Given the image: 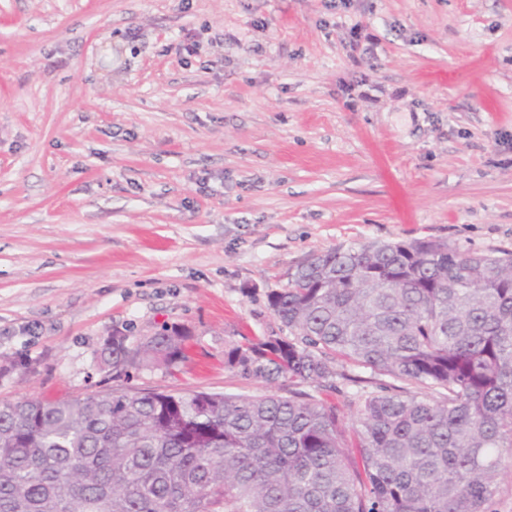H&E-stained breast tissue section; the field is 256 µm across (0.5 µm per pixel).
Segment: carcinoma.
Here are the masks:
<instances>
[{
	"instance_id": "1",
	"label": "carcinoma",
	"mask_w": 512,
	"mask_h": 512,
	"mask_svg": "<svg viewBox=\"0 0 512 512\" xmlns=\"http://www.w3.org/2000/svg\"><path fill=\"white\" fill-rule=\"evenodd\" d=\"M288 335L224 351L246 376L337 390L349 363L381 383L306 393L95 392L0 400V512H490L512 470V253L435 240L334 247L267 293ZM191 334L112 330L117 376L172 369Z\"/></svg>"
}]
</instances>
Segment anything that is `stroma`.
<instances>
[{"label": "stroma", "instance_id": "obj_1", "mask_svg": "<svg viewBox=\"0 0 512 512\" xmlns=\"http://www.w3.org/2000/svg\"><path fill=\"white\" fill-rule=\"evenodd\" d=\"M512 251V0H0V400L313 392L225 367L339 245ZM193 338L113 378V328Z\"/></svg>", "mask_w": 512, "mask_h": 512}]
</instances>
